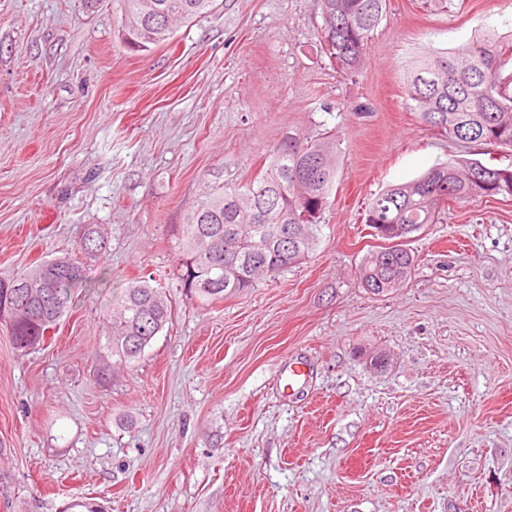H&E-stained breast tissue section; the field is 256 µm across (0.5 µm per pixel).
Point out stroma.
I'll use <instances>...</instances> for the list:
<instances>
[{
	"instance_id": "stroma-1",
	"label": "stroma",
	"mask_w": 512,
	"mask_h": 512,
	"mask_svg": "<svg viewBox=\"0 0 512 512\" xmlns=\"http://www.w3.org/2000/svg\"><path fill=\"white\" fill-rule=\"evenodd\" d=\"M320 24L319 0H217L134 52L120 0H0V280L65 256L86 282L41 349L0 326V512H512V197L449 202L406 240L400 288L358 273L370 200L460 155L408 98L413 61L512 33V0H389L350 77ZM327 129L339 173L310 258L186 298L189 210ZM142 276L172 321L98 384L112 294ZM291 361L310 377L289 394ZM105 229L100 224H88L85 226L83 237L84 246L88 252L95 255L104 254L107 250L108 237H105Z\"/></svg>"
}]
</instances>
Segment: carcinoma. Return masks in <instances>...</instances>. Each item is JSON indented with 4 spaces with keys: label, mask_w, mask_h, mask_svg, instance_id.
<instances>
[{
    "label": "carcinoma",
    "mask_w": 512,
    "mask_h": 512,
    "mask_svg": "<svg viewBox=\"0 0 512 512\" xmlns=\"http://www.w3.org/2000/svg\"><path fill=\"white\" fill-rule=\"evenodd\" d=\"M320 45L340 74L363 66L369 37L387 10V0H319ZM126 43L135 51L167 42L178 23L209 16L215 0H123ZM512 38H481L464 50L430 54L413 68L407 96L422 120L462 144L512 147V71L503 72L502 55ZM338 175L336 134L290 135L274 150L265 174L248 185H218L187 214L177 237L176 279L186 294L209 302L251 290L275 278L314 251L328 197ZM512 195V165L455 158L437 164L406 183L392 185L366 209L371 229L434 223L448 201ZM85 249L107 250L104 228L88 224ZM415 257L403 243L369 252L360 264L362 286L375 295L400 286ZM13 286L6 292L4 285ZM55 296L40 299L42 286ZM83 287L82 267L68 257L41 261L0 281V323L14 348L26 353L45 341L69 311ZM166 289L144 277L128 282L107 315V350L120 364H131L172 320Z\"/></svg>",
    "instance_id": "obj_1"
}]
</instances>
